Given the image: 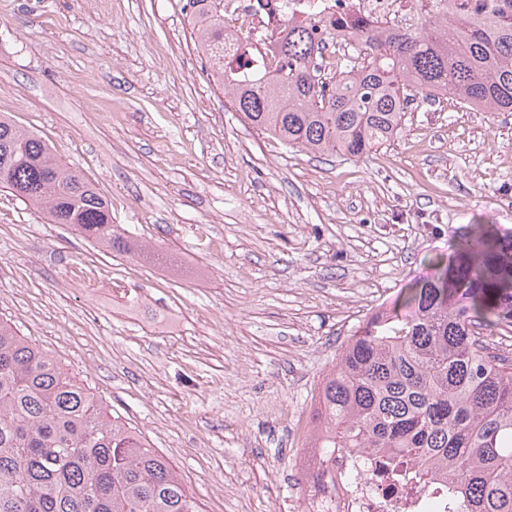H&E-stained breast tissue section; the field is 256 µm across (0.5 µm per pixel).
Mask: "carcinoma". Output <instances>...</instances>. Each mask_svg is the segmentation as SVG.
Returning a JSON list of instances; mask_svg holds the SVG:
<instances>
[{"mask_svg":"<svg viewBox=\"0 0 512 512\" xmlns=\"http://www.w3.org/2000/svg\"><path fill=\"white\" fill-rule=\"evenodd\" d=\"M195 44L256 129L315 155L358 157L403 131L418 95L512 112V0L441 16L413 32L371 31L363 58L324 56L309 23L269 43L270 69L224 55V0H189ZM0 188L52 224L157 260L112 223L96 187L39 135L0 114ZM512 238L479 232L358 327L313 395L304 476L333 484L336 455L448 480L449 512H512ZM0 512H200L182 476L81 380L0 321Z\"/></svg>","mask_w":512,"mask_h":512,"instance_id":"carcinoma-1","label":"carcinoma"}]
</instances>
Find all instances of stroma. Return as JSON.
I'll return each instance as SVG.
<instances>
[{
    "mask_svg": "<svg viewBox=\"0 0 512 512\" xmlns=\"http://www.w3.org/2000/svg\"><path fill=\"white\" fill-rule=\"evenodd\" d=\"M186 0H0V113L168 253L119 254L0 191V320L167 457L203 512H304L311 397L365 317L475 229L512 232V112L417 100L320 159L243 122Z\"/></svg>",
    "mask_w": 512,
    "mask_h": 512,
    "instance_id": "stroma-1",
    "label": "stroma"
}]
</instances>
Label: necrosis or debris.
I'll return each mask as SVG.
<instances>
[{
    "instance_id": "obj_1",
    "label": "necrosis or debris",
    "mask_w": 512,
    "mask_h": 512,
    "mask_svg": "<svg viewBox=\"0 0 512 512\" xmlns=\"http://www.w3.org/2000/svg\"><path fill=\"white\" fill-rule=\"evenodd\" d=\"M423 12L418 0H224V21L232 32L252 39L256 63H269L267 45L288 24L310 22L329 34L330 50L356 53L368 29L415 30ZM353 458L336 461V486L331 495L334 512H430L431 500L444 497L446 481L421 485L367 470L356 480L346 474Z\"/></svg>"
}]
</instances>
